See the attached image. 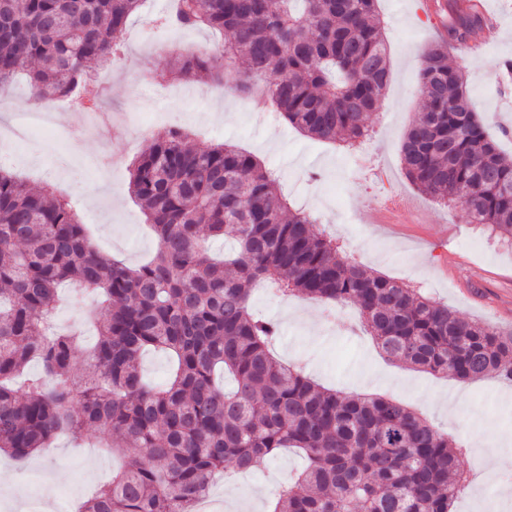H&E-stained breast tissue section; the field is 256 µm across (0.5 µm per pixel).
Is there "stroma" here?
Wrapping results in <instances>:
<instances>
[{"label": "stroma", "instance_id": "obj_1", "mask_svg": "<svg viewBox=\"0 0 512 512\" xmlns=\"http://www.w3.org/2000/svg\"><path fill=\"white\" fill-rule=\"evenodd\" d=\"M479 2L496 17L500 38L477 55L451 50L450 60L465 73L487 132L512 154V72L503 69L512 60V0ZM168 7L169 0H143L127 23L124 55L84 87L111 110L123 135L104 136L82 112L60 103L52 125L32 128L25 143H17L15 113L40 109L20 79L0 91L1 103L15 105L14 112L0 111V169L46 195L72 194L97 250L136 266L155 252L156 240L129 194V166L149 134L175 125L188 131L196 149L229 142L274 170L289 207L309 213L343 255L418 288L470 321L512 330V248L465 223L458 208L419 191L402 165L401 143L422 110L424 56L441 34L439 20L422 13L419 0H378L391 80L381 109L368 122L372 137L358 149L308 137L282 120L259 122L256 98L233 83L218 88L170 78L174 57L209 52L226 36L166 29L162 43L147 44L140 35L143 23ZM250 305L280 324L274 346L279 359L304 367L329 389L398 398L462 442L461 469L469 482L454 512H512V486L495 480L497 457L512 458V386L494 376L461 383L387 361L350 304L320 308L308 324L289 316L305 301L280 299L260 285ZM101 315L97 307L63 306L52 329L82 331L85 350L97 339ZM106 441L103 431L89 430L78 443L57 436L48 451L23 461L0 455V471L14 478L13 484L0 483V512H28L32 497L42 512H74L120 464ZM299 466V458L284 451L232 481L216 476L206 512H267Z\"/></svg>", "mask_w": 512, "mask_h": 512}]
</instances>
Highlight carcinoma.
Instances as JSON below:
<instances>
[{"mask_svg": "<svg viewBox=\"0 0 512 512\" xmlns=\"http://www.w3.org/2000/svg\"><path fill=\"white\" fill-rule=\"evenodd\" d=\"M142 0H0V87L28 78L40 100L65 96L87 66L112 65ZM377 0H173L167 25L218 28V55L185 56L182 79L238 91L265 84L273 112L300 132L352 144L369 134L390 64ZM448 41L425 54L424 108L401 149L407 178L455 201L512 247V161L488 135L449 49L476 39L481 17L446 0ZM188 133L153 134L130 169L129 189L157 249L130 268L103 257L71 204L0 170V453L17 459L60 431L109 434L111 449L145 448L80 512H194L212 479L250 469L283 448L305 465L268 512H452L464 486L462 448L393 399L324 389L275 359L276 323L255 316L253 288L322 303H352L388 358L460 382L512 383V333L469 321L396 279L340 256L303 212H290L276 176L233 144L190 148ZM232 250L217 260L209 242ZM70 282L101 297L105 319L73 366L74 335L49 336ZM155 350L175 369L158 388L138 359ZM37 359L42 372L30 374Z\"/></svg>", "mask_w": 512, "mask_h": 512, "instance_id": "obj_1", "label": "carcinoma"}]
</instances>
